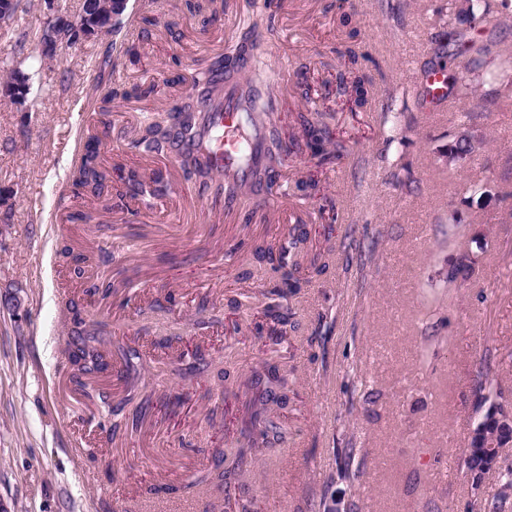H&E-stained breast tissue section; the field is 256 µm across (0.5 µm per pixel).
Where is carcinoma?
<instances>
[{"label": "carcinoma", "mask_w": 512, "mask_h": 512, "mask_svg": "<svg viewBox=\"0 0 512 512\" xmlns=\"http://www.w3.org/2000/svg\"><path fill=\"white\" fill-rule=\"evenodd\" d=\"M492 13L489 0H448L447 26L451 30L445 33L447 42L434 49L435 60L430 62L426 72H437L443 75L444 84L450 95L476 93L470 79V63L462 58L486 53L488 48L482 40L480 26L490 23ZM467 23L473 31L472 36L452 29L454 23ZM256 24H248L239 33L237 41L228 47L225 55L217 57L210 65L212 70L225 71L228 79L236 78V72L229 70L234 62L248 56L250 67L242 78L241 94L244 101L242 123L245 134L243 144L244 161L250 160L252 141H258L262 154V164L253 172L250 192L257 193L272 182L278 168L282 166L286 156L296 151L310 152L320 166H326L342 158L349 151L347 140L342 134L331 129V116L328 112H299L296 122L299 134L288 135V144H283L281 112L283 101L269 79V63L263 50V42L256 34ZM344 69L336 75V83L322 82L324 94L322 98L335 97L341 101L342 108L357 112L368 105L370 85L365 75L358 68L359 55L352 48L342 54ZM12 77L19 83L17 87H9L6 96L17 102V94L29 93L30 74L21 70L11 71ZM224 87L208 79L203 80L194 88V100L176 106L165 124H153L148 135L135 141L133 146L145 151L174 152L189 177L195 179L202 190L214 189L216 193L226 196H244L242 186L232 183L213 184L211 166L212 157L207 151L190 150L188 143L194 141L197 130L211 117L199 111L198 103L208 101L213 109L223 105ZM102 141L97 130L91 129L85 136L82 151L72 173L73 185L82 190L84 196L96 201L109 196L119 201L129 195H139L144 185H153V192L162 191L160 181L156 178L143 177L138 171L131 169L119 177L116 185L109 184V173L102 166ZM475 151L474 136L463 132L455 141L448 144V162H463ZM309 232L300 231L294 236L289 246L275 253L262 243L254 245L252 255L258 261H265L281 270L280 281L266 291L269 296L285 299L297 294L304 285L316 278L327 275L330 270L329 258L333 248L317 254L304 264V245ZM59 272L63 277L81 278L84 275L82 263L84 257L75 255L66 247L58 253ZM476 271V260L470 252L461 251L452 265L448 266L445 282L448 288L459 286L471 279ZM67 312L73 314L70 340L64 354L70 364V375L79 379L98 371L106 355L102 350L101 323L82 318L77 312V303L73 300L66 305ZM265 316L272 323V330L285 335L288 325V309L276 304L266 305ZM126 396L116 405L109 396L101 394L102 404L114 416L124 415L125 422L136 425L141 419L143 410L151 403L156 392L155 383L150 374L154 370L153 361L137 351L125 354ZM212 366L204 354L198 352L194 363L182 367L181 362L166 365L170 374L185 381L197 371H204ZM247 400L242 403L243 411L234 447L230 452L222 448L214 450V464L209 468L196 471L189 476L187 488L196 493L224 492V503L236 512H258L257 498L242 500L231 493L232 484L250 473V467L259 456L274 450L288 440V420L282 411L288 409V378L281 366L266 359L259 367L253 369L244 383ZM489 437H482L471 444L470 453L462 459L466 474L481 482L484 475L481 471L484 462L499 455L500 449L512 440L509 433L495 432L487 429ZM356 454L354 448L336 449V466L338 476L344 480L354 481L359 471L352 470ZM499 488L496 493L479 498L473 503L476 512H505L508 503L506 490L512 489V469L499 470L497 475Z\"/></svg>", "instance_id": "1"}]
</instances>
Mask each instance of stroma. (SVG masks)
Masks as SVG:
<instances>
[{
    "mask_svg": "<svg viewBox=\"0 0 512 512\" xmlns=\"http://www.w3.org/2000/svg\"><path fill=\"white\" fill-rule=\"evenodd\" d=\"M0 29V75L30 69L46 20L39 0ZM447 0H228L210 22L185 0H130L121 28L60 46L33 71L25 108L0 98V512H208L211 497L181 491L186 474L209 464V449L230 447L241 403L225 398L212 373L192 385L157 386L137 431L113 436L107 456L74 459L70 440L94 417L69 382L63 346L71 324L55 290L54 260L63 244L90 239L108 295H86L91 278L72 279L82 311L106 326L108 347L143 354L201 350L244 381L265 356L259 311L268 267L251 262L261 238L287 243L309 229L320 201L296 188L316 161L290 154L274 188L280 214L253 218L249 195L225 208L199 195L173 153L135 151L132 140L202 77L240 28H271L263 43L271 78L292 111H308L297 74L335 80L339 49L355 48L372 82L368 106L338 113L355 143L322 178L335 205V265L290 303L295 331L277 347L296 373L287 415L294 439L265 455L248 482L266 512H319L336 476V451L357 448L358 481L337 494L359 512H471L494 480L473 488L460 456L480 418L475 406L484 356L498 364L499 403L512 409V108L422 111L413 91L444 27L434 13ZM25 45L15 54L16 42ZM137 43L139 65L124 50ZM31 70V69H30ZM158 84L155 97L137 94ZM129 89L110 112L100 100ZM484 141L470 160L446 171L442 155L461 129L459 113ZM104 132L107 165L158 172L167 190L126 199L92 236L56 214L86 209L68 177L86 127ZM488 185L465 200L466 183ZM474 252L477 279L448 290L449 264ZM248 280L230 284V275ZM237 307H229V297ZM206 310H199L201 300ZM224 403V426L206 416Z\"/></svg>",
    "mask_w": 512,
    "mask_h": 512,
    "instance_id": "obj_1",
    "label": "stroma"
}]
</instances>
